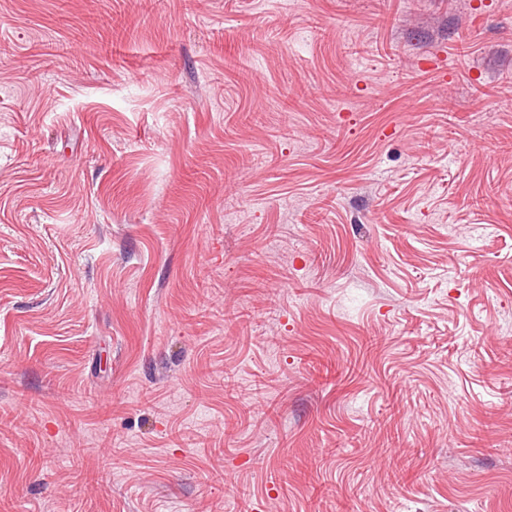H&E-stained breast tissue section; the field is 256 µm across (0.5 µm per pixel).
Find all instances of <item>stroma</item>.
I'll return each instance as SVG.
<instances>
[{
    "label": "stroma",
    "mask_w": 512,
    "mask_h": 512,
    "mask_svg": "<svg viewBox=\"0 0 512 512\" xmlns=\"http://www.w3.org/2000/svg\"><path fill=\"white\" fill-rule=\"evenodd\" d=\"M0 512H512V0H0Z\"/></svg>",
    "instance_id": "35a3bbf8"
}]
</instances>
